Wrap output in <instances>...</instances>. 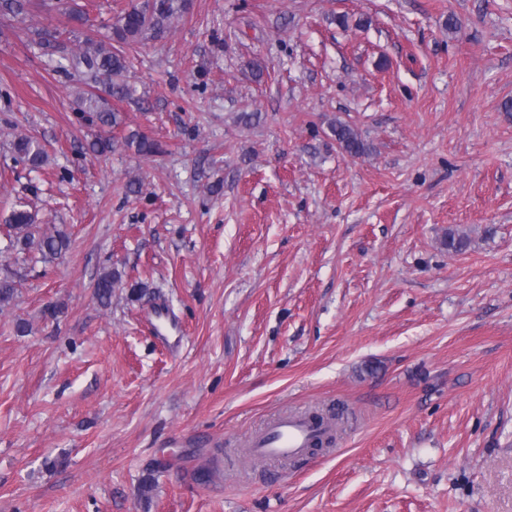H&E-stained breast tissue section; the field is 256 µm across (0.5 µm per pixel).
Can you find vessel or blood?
<instances>
[{
	"mask_svg": "<svg viewBox=\"0 0 512 512\" xmlns=\"http://www.w3.org/2000/svg\"><path fill=\"white\" fill-rule=\"evenodd\" d=\"M319 434L309 416L293 411L273 422L267 436L254 444L252 454L263 461L293 460L302 456Z\"/></svg>",
	"mask_w": 512,
	"mask_h": 512,
	"instance_id": "b4317fda",
	"label": "vessel or blood"
}]
</instances>
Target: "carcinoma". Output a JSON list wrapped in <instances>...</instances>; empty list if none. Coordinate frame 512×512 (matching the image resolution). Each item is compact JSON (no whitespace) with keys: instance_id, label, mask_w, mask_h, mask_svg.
Segmentation results:
<instances>
[{"instance_id":"carcinoma-1","label":"carcinoma","mask_w":512,"mask_h":512,"mask_svg":"<svg viewBox=\"0 0 512 512\" xmlns=\"http://www.w3.org/2000/svg\"><path fill=\"white\" fill-rule=\"evenodd\" d=\"M189 9L190 0L131 3L115 14L111 35L105 40L89 34V14L78 0H0V23L24 25L30 42L54 64V71L70 79L75 89L76 118L93 130L88 149L104 155L113 148L109 133L124 124L123 113L112 102L133 103L143 109L144 99L137 96L136 87L127 80L132 61L126 48L163 38ZM41 11L55 12L67 19L72 46L60 42L55 31L26 25L28 18ZM330 131L342 152L360 156L366 151V145L348 123L338 120L330 126ZM125 144L141 155L161 152L157 142L138 131L126 136ZM11 154L14 162L23 164L31 173L42 171L48 159L44 145L30 136L17 137L11 144ZM3 233L7 248L20 253L35 251L44 262L62 257L71 244L70 237L61 230L44 232L36 224L35 215L21 204L5 217ZM15 276L9 267H0V306L14 299ZM120 279V274L112 270L97 277L94 295L100 305L106 307L112 303V289Z\"/></svg>"}]
</instances>
